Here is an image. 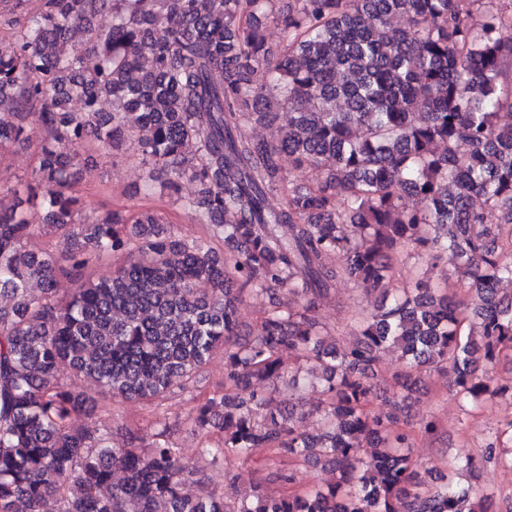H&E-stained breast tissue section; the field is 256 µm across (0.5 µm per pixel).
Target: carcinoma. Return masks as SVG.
Segmentation results:
<instances>
[{
  "label": "carcinoma",
  "instance_id": "obj_1",
  "mask_svg": "<svg viewBox=\"0 0 512 512\" xmlns=\"http://www.w3.org/2000/svg\"><path fill=\"white\" fill-rule=\"evenodd\" d=\"M477 2L41 0L8 21L0 146L23 141L29 118L45 141L30 176L7 187L15 204L0 208V512H44L51 496L59 512H490L457 477L490 459L512 467V446L498 436L478 456L423 466L404 416L425 365L472 408L512 392L494 375L512 350V294L500 291L512 284V13L479 20ZM100 13L111 27L93 26ZM397 15L408 24L393 32ZM77 29L93 48L71 56ZM260 66L267 85L254 82ZM281 114L272 141L243 132ZM126 134L148 180L169 192L197 185L183 207L203 218L200 236L153 207L75 219L89 159L80 144L112 148ZM284 154L323 179L285 177ZM409 245L450 264L455 281L398 284ZM109 255L122 264L96 274ZM62 277L75 285L64 301ZM344 281L380 295L354 311L345 348L318 315ZM276 292L240 339L238 304ZM391 350L407 371L381 369ZM218 355L224 393L191 417L204 433L220 429L203 451L271 450L329 480L287 492L293 473L274 465L229 504L181 462L168 426L142 448L137 430L117 447L73 424L94 408L58 378L67 364L113 399L152 404L190 390ZM317 371L327 387L309 435L297 404H271L279 385L297 390ZM374 399L386 411L369 409ZM192 479L193 497L183 493Z\"/></svg>",
  "mask_w": 512,
  "mask_h": 512
}]
</instances>
